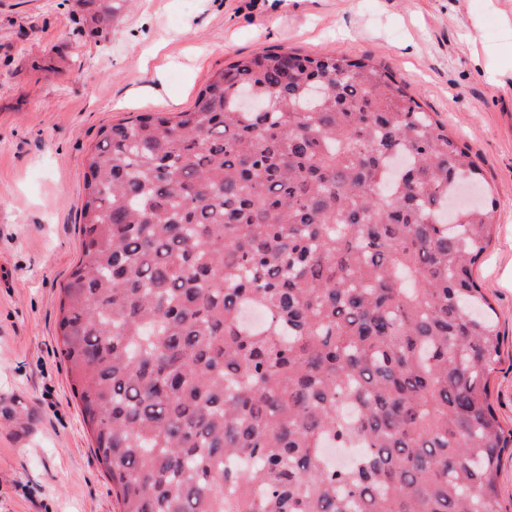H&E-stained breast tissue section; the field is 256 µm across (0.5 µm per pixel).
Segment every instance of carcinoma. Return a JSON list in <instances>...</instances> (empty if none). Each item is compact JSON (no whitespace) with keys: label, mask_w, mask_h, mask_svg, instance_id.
Instances as JSON below:
<instances>
[{"label":"carcinoma","mask_w":512,"mask_h":512,"mask_svg":"<svg viewBox=\"0 0 512 512\" xmlns=\"http://www.w3.org/2000/svg\"><path fill=\"white\" fill-rule=\"evenodd\" d=\"M127 2L84 0L89 35ZM84 181L60 350L121 512H508L496 205L385 68L241 58L101 129Z\"/></svg>","instance_id":"carcinoma-1"}]
</instances>
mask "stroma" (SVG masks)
I'll use <instances>...</instances> for the list:
<instances>
[{
    "mask_svg": "<svg viewBox=\"0 0 512 512\" xmlns=\"http://www.w3.org/2000/svg\"><path fill=\"white\" fill-rule=\"evenodd\" d=\"M78 0H0V512H119L58 345L102 126L193 107L265 49L369 56L481 166L496 202L474 269L504 334L490 393L512 429V0H135L108 36Z\"/></svg>",
    "mask_w": 512,
    "mask_h": 512,
    "instance_id": "stroma-1",
    "label": "stroma"
}]
</instances>
